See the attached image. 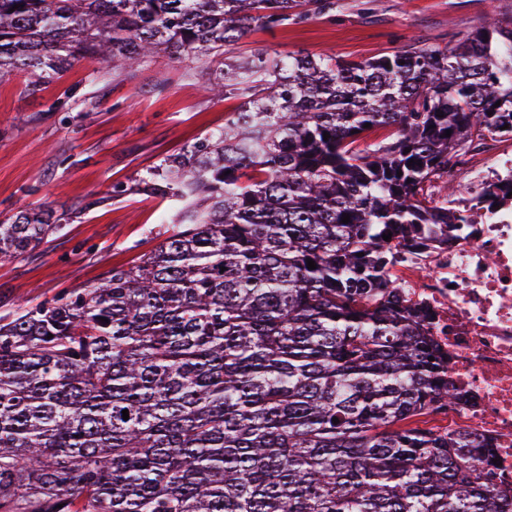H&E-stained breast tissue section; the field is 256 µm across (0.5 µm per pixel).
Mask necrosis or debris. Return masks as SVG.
I'll list each match as a JSON object with an SVG mask.
<instances>
[{
  "label": "necrosis or debris",
  "instance_id": "4bbe7bcc",
  "mask_svg": "<svg viewBox=\"0 0 512 512\" xmlns=\"http://www.w3.org/2000/svg\"><path fill=\"white\" fill-rule=\"evenodd\" d=\"M512 180V154L469 169L465 189L448 201L464 224L412 231L409 259L390 276L406 305L425 308L431 338L449 360L452 391L463 401L434 420L497 445L500 489L512 494V199L491 207L485 182Z\"/></svg>",
  "mask_w": 512,
  "mask_h": 512
}]
</instances>
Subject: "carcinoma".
Returning a JSON list of instances; mask_svg holds the SVG:
<instances>
[{
  "label": "carcinoma",
  "mask_w": 512,
  "mask_h": 512,
  "mask_svg": "<svg viewBox=\"0 0 512 512\" xmlns=\"http://www.w3.org/2000/svg\"><path fill=\"white\" fill-rule=\"evenodd\" d=\"M334 7L0 0V76L32 93L82 59L201 53L224 59L211 94L240 101L142 177L171 201V235L0 318V512H512L493 442L422 425L456 396L388 275L414 225L467 222L426 193L450 157L512 137V22L346 65L227 56L255 24ZM510 193L492 182L482 200ZM62 221L18 211L0 260Z\"/></svg>",
  "instance_id": "carcinoma-1"
}]
</instances>
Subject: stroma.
<instances>
[{
    "label": "stroma",
    "mask_w": 512,
    "mask_h": 512,
    "mask_svg": "<svg viewBox=\"0 0 512 512\" xmlns=\"http://www.w3.org/2000/svg\"><path fill=\"white\" fill-rule=\"evenodd\" d=\"M328 15L255 27L234 46L328 55L347 63L405 45L448 43L485 15L512 20V0H335ZM217 64L205 55L159 57L135 67L86 59L29 93L23 76L0 78V221L47 208L67 226L36 250L0 262V316L100 281L165 237L167 202L140 179L168 155L223 127L234 99H212ZM121 195H113V186Z\"/></svg>",
    "instance_id": "obj_1"
}]
</instances>
